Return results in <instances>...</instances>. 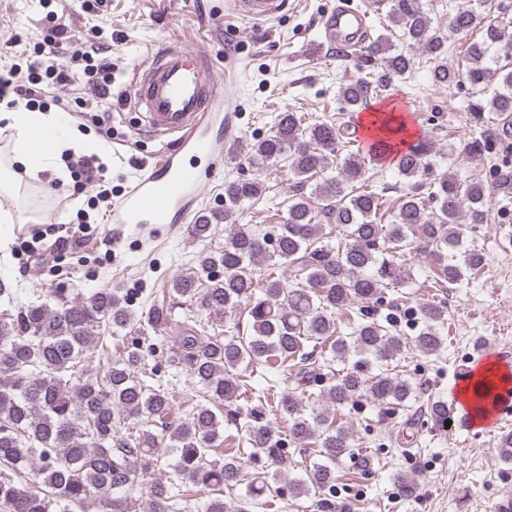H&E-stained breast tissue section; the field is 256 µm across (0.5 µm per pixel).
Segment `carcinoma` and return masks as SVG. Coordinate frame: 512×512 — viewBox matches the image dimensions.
I'll use <instances>...</instances> for the list:
<instances>
[{"label":"carcinoma","instance_id":"carcinoma-1","mask_svg":"<svg viewBox=\"0 0 512 512\" xmlns=\"http://www.w3.org/2000/svg\"><path fill=\"white\" fill-rule=\"evenodd\" d=\"M389 7L393 28L377 38L382 72L369 71L339 87V96L352 111L387 90L394 78L415 68V58L396 48L393 37L421 50L431 63L433 84L453 87L467 83L484 90L498 84L487 102L469 104V121L487 123L485 112L512 113V68L491 67L496 57L512 58V33L492 19L483 39L467 46L460 63H448V37L434 28L420 0H377ZM479 14L461 10L450 22L453 32L477 27ZM356 142L344 124H306L297 112H282L274 131L251 148L256 165L284 164L294 176L287 216L273 230L231 224L219 251H202L194 270L169 282V300H155L136 315L118 292L102 288L78 296L69 288L51 289L52 304H20L0 312V512H68L107 501L111 512H137L134 490L162 449L173 457L172 472L186 487L176 492L160 481L146 486L148 512H254L281 495L264 476L250 471L254 454L270 465L288 463L285 444L314 443L318 461L305 475L288 480V492L298 498L327 496L336 482V464L354 457L347 429L333 427L328 409L355 406L362 400L395 410L415 397L411 382L396 370L405 342L393 333V320L374 317L386 288L411 279L409 255L422 254L435 275L450 285L481 267L483 251L462 248V226L475 230L486 221L491 195L512 194V168L462 182L439 173L433 146L418 142L393 152L385 140L376 153L350 152ZM392 162L408 189L390 210L383 202L370 169L380 157ZM336 175L307 182L330 167ZM265 182L238 178L224 184V214L200 215L192 226L197 239L210 235L219 219H230L237 207L258 199ZM334 226L336 242L326 240ZM279 258L288 278L275 275L265 263ZM196 305L207 321L222 327L224 319L246 317L247 333L207 338L201 321L187 314L174 319L178 305ZM352 305L358 320L343 336L335 314ZM415 349L437 354L444 345L443 307L421 306ZM149 326L171 343L170 361L183 367L201 400L188 417L170 421L172 403L143 371L156 344L132 341L120 357L104 364L102 374L82 378L85 355L104 340V331L137 332ZM313 350H308V347ZM342 369L337 370L334 364ZM274 376L267 387L253 384L254 368ZM328 382L319 394L306 387ZM284 389L271 401L272 388ZM313 398L306 409L303 397ZM288 421V439L281 437L269 413ZM454 411L437 398L430 418L443 423ZM145 418L154 429L125 434L121 424ZM244 422L240 447L224 457L211 451L224 443V422ZM245 487L230 499L201 496L205 491Z\"/></svg>","mask_w":512,"mask_h":512}]
</instances>
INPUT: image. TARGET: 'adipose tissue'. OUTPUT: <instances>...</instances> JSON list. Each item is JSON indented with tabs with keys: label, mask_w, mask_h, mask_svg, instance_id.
<instances>
[{
	"label": "adipose tissue",
	"mask_w": 512,
	"mask_h": 512,
	"mask_svg": "<svg viewBox=\"0 0 512 512\" xmlns=\"http://www.w3.org/2000/svg\"><path fill=\"white\" fill-rule=\"evenodd\" d=\"M0 131L8 135V165H0V196L16 197L18 189L12 166L23 167L32 180L54 165L56 156L65 151L102 152L101 143L69 126L61 112L10 109L0 105Z\"/></svg>",
	"instance_id": "obj_1"
}]
</instances>
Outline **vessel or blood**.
<instances>
[{
	"mask_svg": "<svg viewBox=\"0 0 512 512\" xmlns=\"http://www.w3.org/2000/svg\"><path fill=\"white\" fill-rule=\"evenodd\" d=\"M289 0H235V12L249 21H271L284 15ZM370 15L361 7L345 4L324 11L319 18L323 43L349 54L365 46ZM133 94L129 99L141 112L146 130L166 137L160 160L142 175L121 205L112 211L116 224H190L191 202L199 177L184 163L188 155L214 154L218 145L206 132L212 113L224 108V95L201 52L165 46L146 63L136 65ZM468 427L485 428L501 420L512 407V389L499 387L484 403L485 414H476L466 400H459Z\"/></svg>",
	"mask_w": 512,
	"mask_h": 512,
	"instance_id": "b4317fda",
	"label": "vessel or blood"
}]
</instances>
